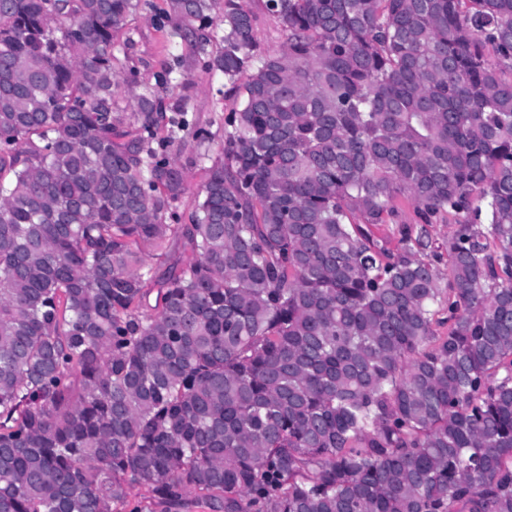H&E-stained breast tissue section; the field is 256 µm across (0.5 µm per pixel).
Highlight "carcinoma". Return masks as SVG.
Masks as SVG:
<instances>
[{"label": "carcinoma", "instance_id": "carcinoma-1", "mask_svg": "<svg viewBox=\"0 0 512 512\" xmlns=\"http://www.w3.org/2000/svg\"><path fill=\"white\" fill-rule=\"evenodd\" d=\"M169 2L241 98L188 224L140 0H0V512H512V0ZM261 0H243V5L257 15L255 38L262 54H274L281 51L285 37L276 21L262 10ZM456 228L455 218L451 215L440 217L437 220H434V224H431L429 227L432 238L435 240V246H439V252L442 253L441 260L439 263H436V266L441 271L444 279L442 280V284H444L446 280V274L448 270V238H450Z\"/></svg>", "mask_w": 512, "mask_h": 512}]
</instances>
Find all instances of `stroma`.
<instances>
[{
	"instance_id": "35a3bbf8",
	"label": "stroma",
	"mask_w": 512,
	"mask_h": 512,
	"mask_svg": "<svg viewBox=\"0 0 512 512\" xmlns=\"http://www.w3.org/2000/svg\"><path fill=\"white\" fill-rule=\"evenodd\" d=\"M167 9L168 0H144L143 8L113 31L112 63L121 77L114 92L125 111H134L127 82L137 80L141 88L154 91L161 99L163 112L187 111L189 119L209 133V142H188L177 160L184 186L176 206L187 215L200 200L207 168L221 155L224 118L238 109L240 99L230 91L221 71L204 66L206 57L223 46L221 23H214V36L200 51L193 43L173 35L164 18ZM178 57L183 58L184 66L175 71L171 64Z\"/></svg>"
}]
</instances>
